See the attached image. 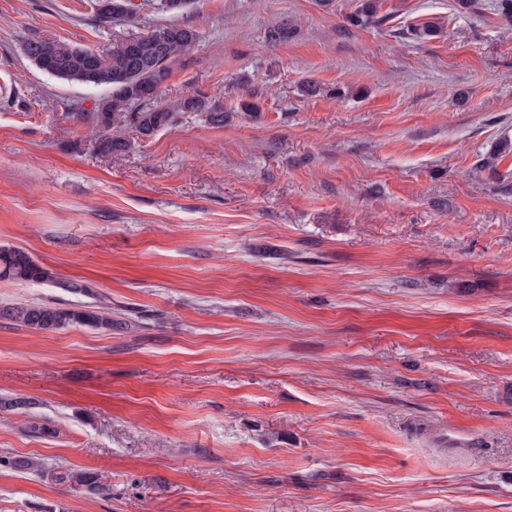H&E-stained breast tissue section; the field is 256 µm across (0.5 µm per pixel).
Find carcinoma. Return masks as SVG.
Masks as SVG:
<instances>
[{"label": "carcinoma", "mask_w": 512, "mask_h": 512, "mask_svg": "<svg viewBox=\"0 0 512 512\" xmlns=\"http://www.w3.org/2000/svg\"><path fill=\"white\" fill-rule=\"evenodd\" d=\"M149 0H112V18L129 17L140 11ZM376 5L368 2L362 13L351 18L353 25L375 23L386 18H375ZM297 35V28L286 22L267 31L271 45L284 43ZM199 39L190 25L171 23L159 26L146 34L116 42L102 61L90 67L88 59L94 51L55 40H47L51 52L47 58L55 69V77L93 87L106 94L98 99L104 110L94 108L87 113L94 132L95 149L102 155L121 154L132 150L137 141L153 135L160 129L178 122L180 115L197 112L213 126H222L228 113L224 106L201 94H192L172 107H162L158 98L162 86L169 79L172 67ZM0 278L19 282H51L50 272L26 253L0 248ZM8 319L37 331H53L68 325L94 329L112 328V315L103 306L62 307L47 304H15L0 306V319ZM70 478L88 491H104L98 477L91 472H78Z\"/></svg>", "instance_id": "obj_1"}]
</instances>
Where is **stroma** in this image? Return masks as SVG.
Instances as JSON below:
<instances>
[{
    "instance_id": "stroma-1",
    "label": "stroma",
    "mask_w": 512,
    "mask_h": 512,
    "mask_svg": "<svg viewBox=\"0 0 512 512\" xmlns=\"http://www.w3.org/2000/svg\"><path fill=\"white\" fill-rule=\"evenodd\" d=\"M494 0H192L101 22L0 0V247L114 326L0 321V512H512V22ZM292 40L268 44L280 20ZM178 22L160 104L196 113L94 148L99 90L39 70ZM428 23L436 34L408 35ZM313 81L323 95L305 98ZM258 105L237 116L239 102ZM97 475L105 493L70 474Z\"/></svg>"
}]
</instances>
